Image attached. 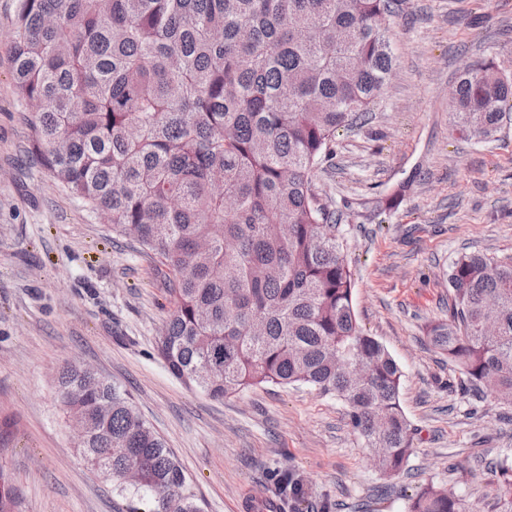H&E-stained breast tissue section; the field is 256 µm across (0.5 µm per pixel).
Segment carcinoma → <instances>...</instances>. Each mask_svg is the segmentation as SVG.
Returning <instances> with one entry per match:
<instances>
[{
    "instance_id": "1",
    "label": "carcinoma",
    "mask_w": 512,
    "mask_h": 512,
    "mask_svg": "<svg viewBox=\"0 0 512 512\" xmlns=\"http://www.w3.org/2000/svg\"><path fill=\"white\" fill-rule=\"evenodd\" d=\"M406 0H17L18 101L36 163L112 231L168 269L171 307L157 351L213 399L261 384L311 386L342 400L377 470L412 451L403 372L360 325L338 224L314 179L336 131L371 110L395 66L389 30ZM452 125L487 140L512 108V76L464 64ZM448 318L429 344L470 385L512 407V256L460 253ZM74 447L145 512H200L183 467L131 395L84 366L57 376ZM134 466L138 482L123 472ZM498 512H512V458L493 464ZM0 512H15L0 470ZM408 512H464L427 484Z\"/></svg>"
}]
</instances>
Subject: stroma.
Here are the masks:
<instances>
[{
	"mask_svg": "<svg viewBox=\"0 0 512 512\" xmlns=\"http://www.w3.org/2000/svg\"><path fill=\"white\" fill-rule=\"evenodd\" d=\"M15 5L0 0V468L17 512L143 505L77 452L57 396L68 362L130 393L203 512L267 497L278 512H407L427 483L466 512H497L489 464L512 456V409L472 389L426 330L448 316L443 273L460 252L512 255V114L491 139H465L449 101L466 62L512 74V0H408L388 18L395 69L371 111L337 131L316 181L344 214L357 317L403 371L412 452L391 479L336 397L261 385L215 400L168 372L157 352L170 307L164 267L32 161L14 86Z\"/></svg>",
	"mask_w": 512,
	"mask_h": 512,
	"instance_id": "35a3bbf8",
	"label": "stroma"
}]
</instances>
